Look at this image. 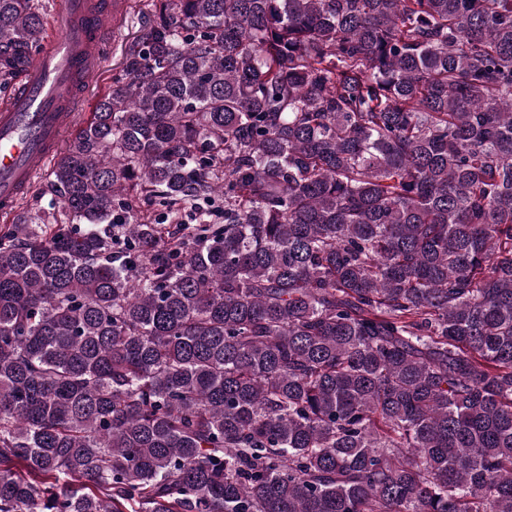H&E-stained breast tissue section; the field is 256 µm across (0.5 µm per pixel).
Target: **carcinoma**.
Here are the masks:
<instances>
[{
  "instance_id": "1",
  "label": "carcinoma",
  "mask_w": 512,
  "mask_h": 512,
  "mask_svg": "<svg viewBox=\"0 0 512 512\" xmlns=\"http://www.w3.org/2000/svg\"><path fill=\"white\" fill-rule=\"evenodd\" d=\"M147 5L0 224V512H512V0Z\"/></svg>"
}]
</instances>
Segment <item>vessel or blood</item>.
Returning <instances> with one entry per match:
<instances>
[{"mask_svg": "<svg viewBox=\"0 0 512 512\" xmlns=\"http://www.w3.org/2000/svg\"><path fill=\"white\" fill-rule=\"evenodd\" d=\"M129 0H56L47 43L0 101V212L12 213L90 102L92 79Z\"/></svg>", "mask_w": 512, "mask_h": 512, "instance_id": "vessel-or-blood-1", "label": "vessel or blood"}]
</instances>
